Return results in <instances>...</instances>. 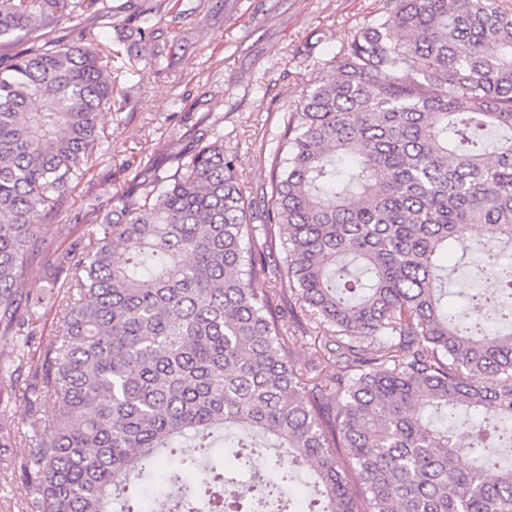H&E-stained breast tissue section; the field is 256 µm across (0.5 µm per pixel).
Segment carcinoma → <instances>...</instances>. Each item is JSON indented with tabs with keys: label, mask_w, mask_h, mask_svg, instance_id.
<instances>
[{
	"label": "carcinoma",
	"mask_w": 512,
	"mask_h": 512,
	"mask_svg": "<svg viewBox=\"0 0 512 512\" xmlns=\"http://www.w3.org/2000/svg\"><path fill=\"white\" fill-rule=\"evenodd\" d=\"M164 2L137 11L140 35ZM106 14L0 0V46L25 37L0 62V334L20 348L0 383L39 310L60 319L28 372L50 435L24 437L20 512H512V465L487 454L512 446V0H383L289 114L262 215L216 130L87 211V238L57 217L106 152L102 111L126 104L121 52L54 28ZM474 224L468 266L493 288L461 309L444 259H466ZM300 311L322 332L310 364ZM19 435L0 413V448Z\"/></svg>",
	"instance_id": "obj_1"
}]
</instances>
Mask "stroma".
Listing matches in <instances>:
<instances>
[{
	"label": "stroma",
	"mask_w": 512,
	"mask_h": 512,
	"mask_svg": "<svg viewBox=\"0 0 512 512\" xmlns=\"http://www.w3.org/2000/svg\"><path fill=\"white\" fill-rule=\"evenodd\" d=\"M125 0H111V18L92 21L103 45L152 59L127 76L128 100L118 119L104 117L109 152L58 217L66 224L107 205L146 163L167 170L202 132L218 127L237 155L248 199L269 188L272 154L288 114L307 89L331 78L315 66L339 51L380 14L381 0H193L196 14L156 18L160 40L134 34ZM315 58H308V50Z\"/></svg>",
	"instance_id": "1"
}]
</instances>
